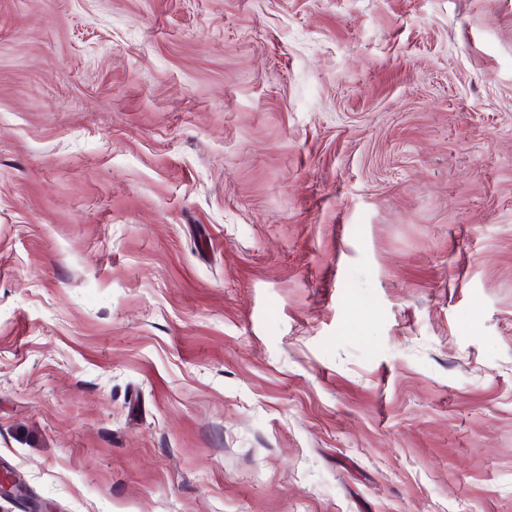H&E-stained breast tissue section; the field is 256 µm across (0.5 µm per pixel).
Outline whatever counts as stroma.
<instances>
[{
	"instance_id": "1",
	"label": "stroma",
	"mask_w": 512,
	"mask_h": 512,
	"mask_svg": "<svg viewBox=\"0 0 512 512\" xmlns=\"http://www.w3.org/2000/svg\"><path fill=\"white\" fill-rule=\"evenodd\" d=\"M0 465L512 512V0H0Z\"/></svg>"
}]
</instances>
